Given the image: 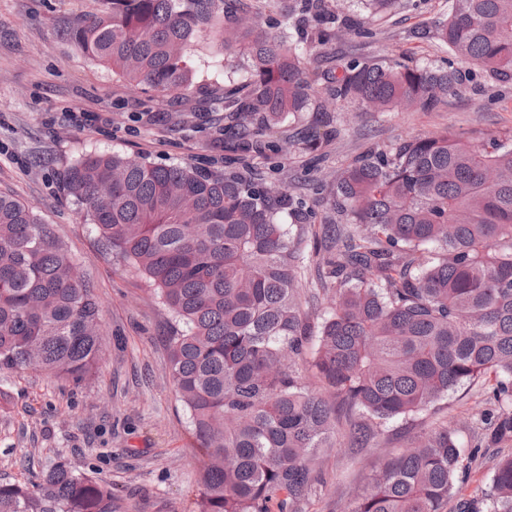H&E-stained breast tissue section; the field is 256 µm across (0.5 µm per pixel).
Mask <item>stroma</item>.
Instances as JSON below:
<instances>
[{"label":"stroma","mask_w":512,"mask_h":512,"mask_svg":"<svg viewBox=\"0 0 512 512\" xmlns=\"http://www.w3.org/2000/svg\"><path fill=\"white\" fill-rule=\"evenodd\" d=\"M398 2L373 37L332 41L309 67L382 55L444 65L447 50L413 30L446 18L448 0ZM100 7L101 0H0V194L51 225L93 287L102 336L98 369L85 383L0 370V482L40 476L63 462L109 483L123 512H196L201 458L166 367L172 315L138 270L105 250L86 204L64 196L60 177L90 152L223 173L235 157L224 146L225 112L214 101L226 77L224 52L207 36L197 38L191 59L203 88L187 97L125 81L64 35ZM336 109L344 122L323 160L302 152L249 159L257 177L318 202V219L326 223L336 216L324 181L369 144L445 129L474 143L512 135V84L490 83L474 65L460 66L457 94L432 112L380 114L342 102ZM480 410L479 387L467 383L437 411L409 424L389 422L371 447H350L339 435L323 463L327 484L309 512H345L351 491L366 484L383 455L406 447L420 429L448 424L469 449Z\"/></svg>","instance_id":"1"}]
</instances>
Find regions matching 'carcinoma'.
<instances>
[{"mask_svg":"<svg viewBox=\"0 0 512 512\" xmlns=\"http://www.w3.org/2000/svg\"><path fill=\"white\" fill-rule=\"evenodd\" d=\"M298 38L257 24L241 3L102 0L64 35L129 82L187 95L200 32L227 54L220 100L238 118L229 149L245 155L322 152L328 133L283 139L277 125L325 89L365 112H431L457 91V70L405 58L349 59L326 76L304 53L347 36H373L396 0H359L342 15L295 0ZM430 35L458 63L512 80V0H451ZM243 69L247 79L234 78ZM67 193L89 206L104 245L157 287L175 320L172 384L204 459L198 512H306L326 483L336 404L362 448L483 379L481 434L471 449L512 447V137L482 145L452 131L372 144L327 181L334 224L287 190L255 181L248 165L214 174L145 157L88 153L67 168ZM292 212L306 250L283 215ZM324 269L332 306L317 330L296 268ZM76 263L27 204L0 195V367L79 383L99 356L100 309ZM324 384L314 392L296 360ZM456 431H420L385 457L348 512H448L456 495ZM460 512H512V454L490 490ZM0 512H121L108 485L63 463L30 486L0 483Z\"/></svg>","mask_w":512,"mask_h":512,"instance_id":"obj_1","label":"carcinoma"}]
</instances>
